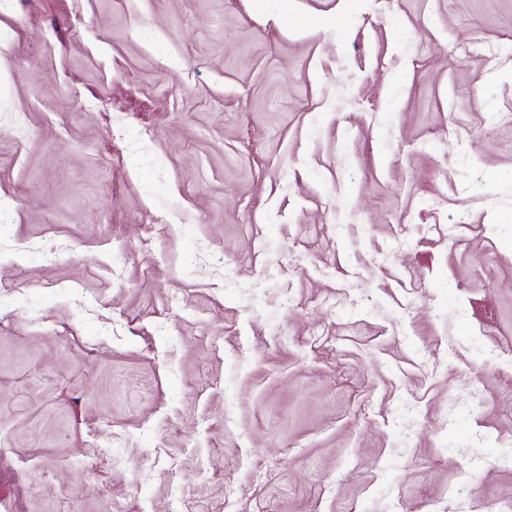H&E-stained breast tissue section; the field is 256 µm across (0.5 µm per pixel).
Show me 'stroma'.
Returning a JSON list of instances; mask_svg holds the SVG:
<instances>
[{"label":"stroma","mask_w":512,"mask_h":512,"mask_svg":"<svg viewBox=\"0 0 512 512\" xmlns=\"http://www.w3.org/2000/svg\"><path fill=\"white\" fill-rule=\"evenodd\" d=\"M0 8V512L512 503V0Z\"/></svg>","instance_id":"35a3bbf8"}]
</instances>
